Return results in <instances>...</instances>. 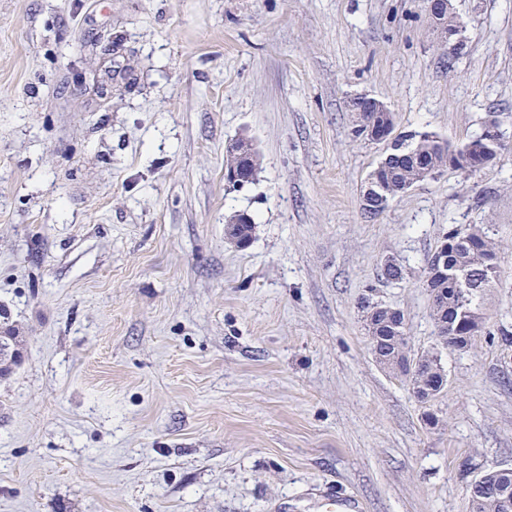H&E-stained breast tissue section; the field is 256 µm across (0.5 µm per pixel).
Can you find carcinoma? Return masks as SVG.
Returning <instances> with one entry per match:
<instances>
[{"label":"carcinoma","mask_w":512,"mask_h":512,"mask_svg":"<svg viewBox=\"0 0 512 512\" xmlns=\"http://www.w3.org/2000/svg\"><path fill=\"white\" fill-rule=\"evenodd\" d=\"M498 150L495 142L480 135L460 146H453L432 131L411 130L397 137L393 147L379 160L378 179L384 185L385 195L392 199L405 186L421 181V172L412 157L414 153L432 155L441 170L446 167L450 155L493 157ZM241 154L251 159L252 173H257L259 155L245 139L236 140V153L226 155V165L237 162ZM447 256L448 267L459 272L460 279L448 281L445 274L433 267L429 258L424 268L423 286L438 291V295L430 298V316L439 344L446 349L461 351L472 345V338L466 336L471 314L479 312L484 297L498 287L499 265L494 260L499 258V248L483 227L469 224L459 230L455 240L448 245ZM361 308L368 328L370 349L377 348L386 357L380 366L388 371L393 365L390 355L395 345H404L405 316L399 309L370 297L363 298ZM20 343L13 329L0 332V350L3 351L0 376L10 374L18 365L13 354L21 353ZM488 482L498 485L500 493L488 496L479 491L469 495L471 512H512V475L503 476L495 471L488 477Z\"/></svg>","instance_id":"cac0c4a2"}]
</instances>
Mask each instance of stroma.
Returning <instances> with one entry per match:
<instances>
[{
    "label": "stroma",
    "instance_id": "35a3bbf8",
    "mask_svg": "<svg viewBox=\"0 0 512 512\" xmlns=\"http://www.w3.org/2000/svg\"><path fill=\"white\" fill-rule=\"evenodd\" d=\"M454 7L452 58L425 0H0V326L23 340L0 512H326L328 488L470 512L467 481L512 467V0ZM357 93L455 145L497 113L505 149L366 218L386 146L355 137ZM239 137L261 165L232 190ZM468 224L500 282L425 406L375 361L359 301L432 350L423 270Z\"/></svg>",
    "mask_w": 512,
    "mask_h": 512
}]
</instances>
